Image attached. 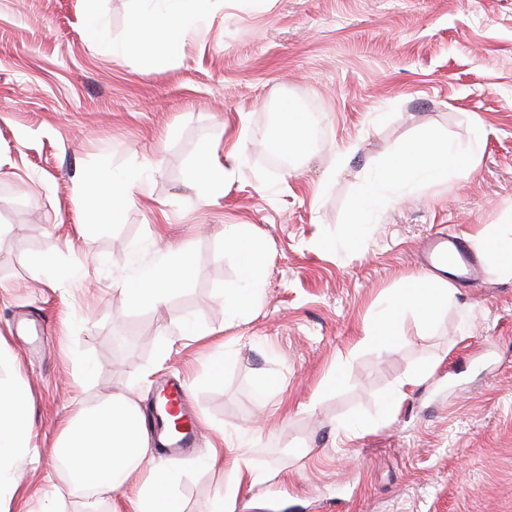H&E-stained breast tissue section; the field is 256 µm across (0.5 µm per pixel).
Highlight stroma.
<instances>
[{"mask_svg": "<svg viewBox=\"0 0 512 512\" xmlns=\"http://www.w3.org/2000/svg\"><path fill=\"white\" fill-rule=\"evenodd\" d=\"M164 0H0V382L29 394L30 452L0 512H76L55 455L77 402L183 378L201 426L176 463L181 512L239 482L235 512H512V279H454L433 325L402 314L385 351L363 337L425 274L435 233L468 247L512 215V0H207L176 52L131 26ZM95 19L104 42L88 39ZM314 132L270 166L281 108ZM427 138L477 142V170L353 217L363 180ZM236 148L224 190L195 179L202 145ZM349 151L345 167L340 152ZM139 176L120 223L89 227V176ZM266 252L243 281L230 225ZM186 287L127 293L165 247ZM143 340L116 358L112 339ZM423 374L394 412L383 402ZM358 424L355 432L344 431ZM224 452V465L204 460ZM249 456L266 481L239 480Z\"/></svg>", "mask_w": 512, "mask_h": 512, "instance_id": "1", "label": "stroma"}]
</instances>
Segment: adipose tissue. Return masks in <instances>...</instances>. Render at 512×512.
Returning a JSON list of instances; mask_svg holds the SVG:
<instances>
[{"instance_id": "ef3b65f1", "label": "adipose tissue", "mask_w": 512, "mask_h": 512, "mask_svg": "<svg viewBox=\"0 0 512 512\" xmlns=\"http://www.w3.org/2000/svg\"><path fill=\"white\" fill-rule=\"evenodd\" d=\"M183 2L167 0L164 22L156 34H147L141 22H133L132 39L151 38L158 51L172 53L192 27V17L185 11ZM476 153L474 146L449 140L417 142L387 161L381 179L365 180L361 194L384 204L388 201L381 189L385 181L403 189L423 182H437L448 174L468 177L476 169ZM225 243L241 255L250 285L259 287L264 277L266 256L250 225H231ZM187 280L186 259L172 254L160 269L134 283L130 294L135 301L160 305L170 294L184 287ZM449 296L446 281L413 280L390 299L386 313L368 329L366 343L389 347L401 311L411 310L428 323L438 309L447 306ZM26 408L27 396L21 387L0 386V478L14 482L18 481L19 475L13 462L31 448ZM56 455L69 473L72 488L81 493L78 512H100L101 502L107 499L127 501L131 512H179L170 493L175 472L156 464L144 417L130 397L123 396L93 406L79 405L64 426ZM134 471L141 473L143 480L130 495L124 484Z\"/></svg>"}]
</instances>
